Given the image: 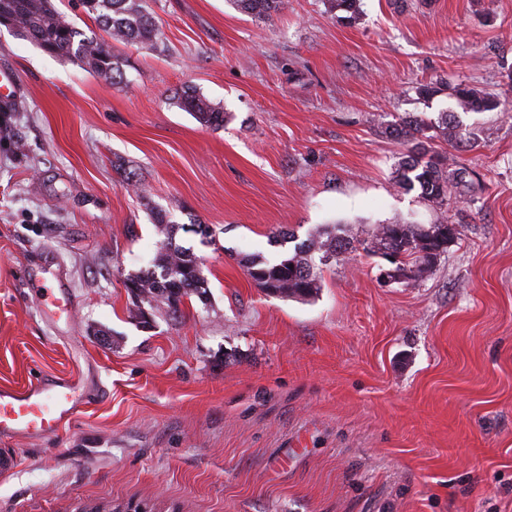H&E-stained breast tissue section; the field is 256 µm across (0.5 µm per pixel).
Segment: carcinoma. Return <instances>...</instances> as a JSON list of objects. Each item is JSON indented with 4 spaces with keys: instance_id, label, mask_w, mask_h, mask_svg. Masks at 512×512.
Wrapping results in <instances>:
<instances>
[{
    "instance_id": "carcinoma-1",
    "label": "carcinoma",
    "mask_w": 512,
    "mask_h": 512,
    "mask_svg": "<svg viewBox=\"0 0 512 512\" xmlns=\"http://www.w3.org/2000/svg\"><path fill=\"white\" fill-rule=\"evenodd\" d=\"M145 0H79L85 13L93 16L107 38L88 37L66 20L55 6V0H0V13L10 20V30L33 43L50 56L70 60L83 68L112 80L121 77L112 43L154 46L159 31L150 16ZM234 7L254 18L263 19L284 7V0H231ZM330 9L342 12L338 19L346 24L361 17L359 0H326ZM456 108L463 112H506L500 100L479 86L457 84L449 88ZM179 106L195 120L209 128L224 126V112L196 91H184ZM387 137L409 144L395 166L394 185L403 191H420V198L440 213L431 224H413L397 216L380 224L366 237L356 239L340 226L326 228L294 246V250L270 260L259 255L240 260L247 275L261 290L285 298L305 300L320 290V272L314 255H332L338 260L353 249V243L384 257L396 258L399 278L419 280L432 271L434 261L460 239L461 232L448 223V205L457 201L464 188L474 181L473 172L457 164L454 157L435 150L437 140L459 141L455 113H441L435 121L408 116L398 121L377 119ZM163 239L152 259L151 267L126 278V289L134 288L141 296L134 303L135 316L145 317L143 307L161 308L175 318L182 310L171 304L170 296L204 299L206 281L196 257L173 242V230L158 212Z\"/></svg>"
}]
</instances>
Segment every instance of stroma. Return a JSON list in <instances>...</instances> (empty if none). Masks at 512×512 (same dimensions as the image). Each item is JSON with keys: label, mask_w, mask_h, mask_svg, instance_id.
Instances as JSON below:
<instances>
[{"label": "stroma", "mask_w": 512, "mask_h": 512, "mask_svg": "<svg viewBox=\"0 0 512 512\" xmlns=\"http://www.w3.org/2000/svg\"><path fill=\"white\" fill-rule=\"evenodd\" d=\"M287 2L258 20L147 0L158 42L114 44L116 83L0 27L17 91L0 108V387L72 376L80 404L57 436L0 437L19 456L0 512H512V112L460 115L463 147L437 143L481 183L425 279L383 283L359 247L302 301L240 264L337 224L433 222L395 189L405 146L372 118L452 111L419 95L436 81L512 99V0H361L353 26ZM187 87L222 128L178 106ZM159 211L208 294L145 327L124 280L153 258ZM60 280L76 307L52 317L31 289Z\"/></svg>", "instance_id": "stroma-1"}]
</instances>
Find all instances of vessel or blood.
I'll use <instances>...</instances> for the list:
<instances>
[{
    "label": "vessel or blood",
    "mask_w": 512,
    "mask_h": 512,
    "mask_svg": "<svg viewBox=\"0 0 512 512\" xmlns=\"http://www.w3.org/2000/svg\"><path fill=\"white\" fill-rule=\"evenodd\" d=\"M36 298L52 316L70 314L72 299L63 287H37ZM76 380L33 381L22 388H0V436L40 438L58 432L79 413Z\"/></svg>",
    "instance_id": "vessel-or-blood-1"
}]
</instances>
